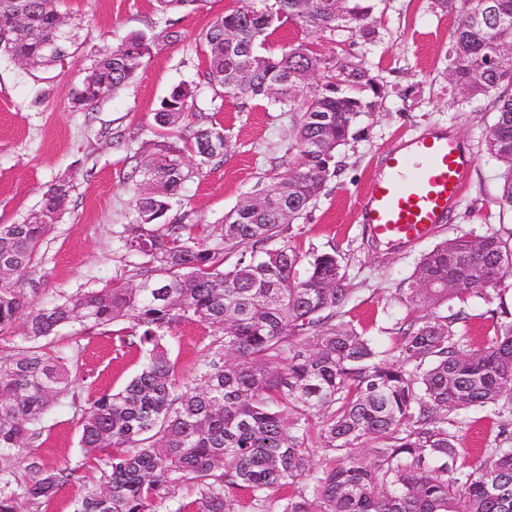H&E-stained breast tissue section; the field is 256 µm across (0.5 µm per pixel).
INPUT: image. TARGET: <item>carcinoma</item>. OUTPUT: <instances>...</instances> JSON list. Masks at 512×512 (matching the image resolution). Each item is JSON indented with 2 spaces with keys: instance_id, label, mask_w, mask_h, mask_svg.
Wrapping results in <instances>:
<instances>
[{
  "instance_id": "1",
  "label": "carcinoma",
  "mask_w": 512,
  "mask_h": 512,
  "mask_svg": "<svg viewBox=\"0 0 512 512\" xmlns=\"http://www.w3.org/2000/svg\"><path fill=\"white\" fill-rule=\"evenodd\" d=\"M163 14L198 0H156ZM238 0L202 37L200 79L220 98L266 99L295 117L286 171L224 215L214 238L190 224L159 222L194 175L182 155L204 165L224 157V130L195 122L197 88L175 87L154 115V151L135 158L136 222L119 235L134 274L121 284L32 305L14 284L70 197L61 178L23 224L0 225V335L23 320L21 344L0 358V512H48L59 489L81 480L73 512H512V430L474 471L458 464L460 411L512 415V320L477 350L465 349L459 309L449 302L497 291L512 278V234L457 235L421 258L405 292L398 355L388 361L373 340L344 320L353 293L336 249L307 265L288 241L337 167L336 150L357 116L374 103L357 93L373 78L359 63L330 65L303 44L262 52L289 20L310 32L375 34L373 5L345 0ZM459 12L449 68L470 99L490 98L485 146L504 169L500 204L512 210V59L493 63L512 41V0H443ZM178 32L130 35L99 50L71 98L84 110L123 86L155 41ZM73 35L59 0H0V52L38 68L45 47L68 55ZM342 71L345 85L332 82ZM176 137L182 146L168 141ZM129 323L140 366L119 390L78 408L80 464L47 469L29 455L44 416L80 377L79 356L50 345L70 323L84 330ZM185 321L216 335L202 348L195 376L182 381L169 338ZM317 447H312L311 439ZM319 459H314V456ZM36 476L19 481L12 465ZM189 483L195 498L177 499Z\"/></svg>"
}]
</instances>
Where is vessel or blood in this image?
I'll use <instances>...</instances> for the list:
<instances>
[{
  "mask_svg": "<svg viewBox=\"0 0 512 512\" xmlns=\"http://www.w3.org/2000/svg\"><path fill=\"white\" fill-rule=\"evenodd\" d=\"M472 158L455 137L417 135L389 154L360 211L372 234L407 245L443 223L458 202Z\"/></svg>",
  "mask_w": 512,
  "mask_h": 512,
  "instance_id": "b4317fda",
  "label": "vessel or blood"
}]
</instances>
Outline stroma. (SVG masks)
<instances>
[{
    "label": "stroma",
    "mask_w": 512,
    "mask_h": 512,
    "mask_svg": "<svg viewBox=\"0 0 512 512\" xmlns=\"http://www.w3.org/2000/svg\"><path fill=\"white\" fill-rule=\"evenodd\" d=\"M235 3L200 0L196 9L176 13L179 40L154 43L129 83L89 111L72 108V91L94 65L97 50L116 48L131 34L151 27L164 29L166 18L155 0H60L61 11L75 22L74 44L63 64L32 71L0 56V224L25 222L57 179L66 177L73 184L59 221L16 285L29 300L43 302L126 281L128 259L118 248L117 236L136 214L125 155L152 150L155 109L177 85L198 83L204 66L202 35ZM374 4V40L345 31L308 33L289 23L269 38L267 48L275 52L288 43H304L324 59L361 61L380 85L373 111L358 117L352 137L337 152L335 174L293 226L290 241L306 257L337 251L355 288L344 308L346 320L389 349L397 343L395 329L408 313L402 290L420 258L460 233H512V214L498 203L503 170L485 149L493 117L488 102L465 99L448 81L457 13L439 0ZM195 106L223 126L229 147L221 162L203 167L184 184L164 220L205 228L222 223L243 195L269 188L273 174L283 172L281 157L294 119L258 100H216L205 85H200ZM438 129L456 137L474 158L460 200L446 222L418 243L402 246L373 237L361 220L360 198L381 174L382 155L409 136ZM463 308L468 319L459 323V333L469 348H479L506 313H512V284L472 294ZM172 334L180 372L192 379L211 331L204 324L185 322ZM124 337L116 325L104 334L77 325L60 330L58 347L78 352L82 374L94 381L92 390H79L80 400L119 389L136 372ZM73 412L67 401L53 406L43 436L30 450L47 467H70L77 460ZM462 420L458 461L471 468L481 461L482 449L497 444L502 419L490 410L471 408L463 411Z\"/></svg>",
    "instance_id": "35a3bbf8"
}]
</instances>
